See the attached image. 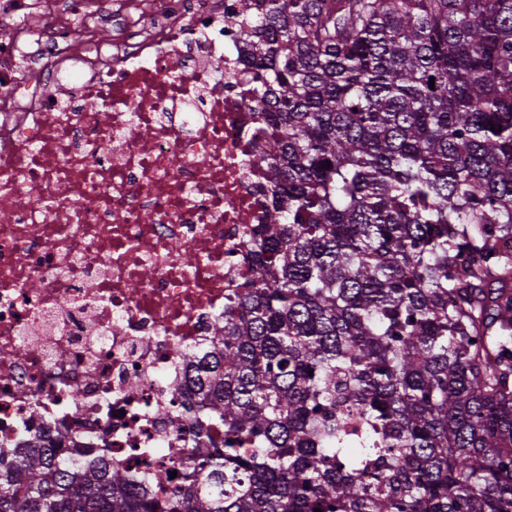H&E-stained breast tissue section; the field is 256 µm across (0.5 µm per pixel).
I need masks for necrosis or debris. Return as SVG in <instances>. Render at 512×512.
<instances>
[{"label":"necrosis or debris","instance_id":"4bbe7bcc","mask_svg":"<svg viewBox=\"0 0 512 512\" xmlns=\"http://www.w3.org/2000/svg\"><path fill=\"white\" fill-rule=\"evenodd\" d=\"M52 1L0 0V448L91 446L164 495L195 443L178 354L257 275L270 131L236 0Z\"/></svg>","mask_w":512,"mask_h":512}]
</instances>
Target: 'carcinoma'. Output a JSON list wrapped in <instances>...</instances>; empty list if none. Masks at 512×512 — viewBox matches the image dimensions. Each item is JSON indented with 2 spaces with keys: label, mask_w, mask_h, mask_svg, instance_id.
Returning a JSON list of instances; mask_svg holds the SVG:
<instances>
[{
  "label": "carcinoma",
  "mask_w": 512,
  "mask_h": 512,
  "mask_svg": "<svg viewBox=\"0 0 512 512\" xmlns=\"http://www.w3.org/2000/svg\"><path fill=\"white\" fill-rule=\"evenodd\" d=\"M266 220L165 496L0 451V512H512V0H238Z\"/></svg>",
  "instance_id": "1"
}]
</instances>
